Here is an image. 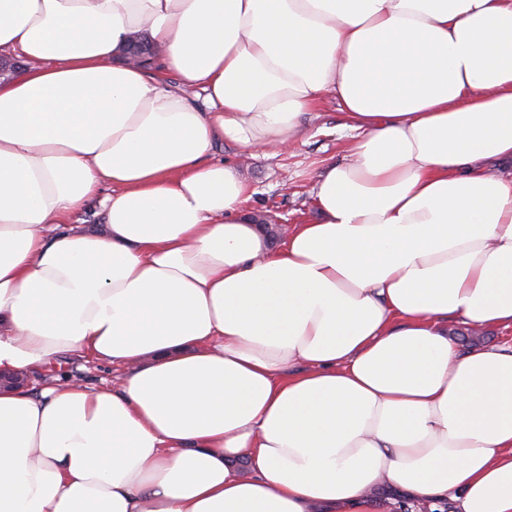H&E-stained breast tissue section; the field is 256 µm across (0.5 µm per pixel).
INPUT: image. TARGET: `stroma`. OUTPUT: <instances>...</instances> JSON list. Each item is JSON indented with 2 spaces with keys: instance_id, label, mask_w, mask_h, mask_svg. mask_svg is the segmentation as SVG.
I'll return each instance as SVG.
<instances>
[{
  "instance_id": "35a3bbf8",
  "label": "stroma",
  "mask_w": 512,
  "mask_h": 512,
  "mask_svg": "<svg viewBox=\"0 0 512 512\" xmlns=\"http://www.w3.org/2000/svg\"><path fill=\"white\" fill-rule=\"evenodd\" d=\"M350 136L343 113L330 97L304 117L303 134L288 150H258L243 156L237 147L218 142L211 157L239 163L242 176L254 192L250 208L266 212L277 222L297 224L316 219L311 201L314 174L318 168L345 158ZM116 374V369L108 365L63 356L33 376L29 386L39 389L54 376H71L88 385L102 386L110 384Z\"/></svg>"
}]
</instances>
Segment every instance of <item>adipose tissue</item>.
Here are the masks:
<instances>
[{
  "mask_svg": "<svg viewBox=\"0 0 512 512\" xmlns=\"http://www.w3.org/2000/svg\"><path fill=\"white\" fill-rule=\"evenodd\" d=\"M1 53L0 373L119 374L0 389V512H512V345L448 335L512 328V0H0ZM329 92L347 157L272 244L211 150ZM468 326H460L454 322L448 325L449 335L457 341L462 350L485 346L512 344V332H504L497 328H481L478 332H469ZM461 333L469 337V340L462 342ZM473 339L472 341L470 339ZM118 373L119 371L114 367L105 364L87 359H73L63 356L53 365L33 373L28 387L38 390L52 376H72L87 385L102 386L110 384L112 378Z\"/></svg>",
  "mask_w": 512,
  "mask_h": 512,
  "instance_id": "adipose-tissue-1",
  "label": "adipose tissue"
}]
</instances>
